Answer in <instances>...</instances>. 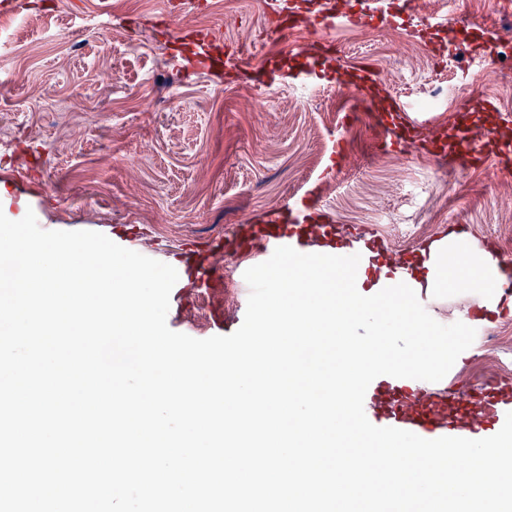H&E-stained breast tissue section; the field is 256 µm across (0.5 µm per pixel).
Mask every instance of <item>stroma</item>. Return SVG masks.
<instances>
[{"label":"stroma","mask_w":512,"mask_h":512,"mask_svg":"<svg viewBox=\"0 0 512 512\" xmlns=\"http://www.w3.org/2000/svg\"><path fill=\"white\" fill-rule=\"evenodd\" d=\"M269 0H13L0 13L10 30L0 42V183L25 199L45 230L96 231L131 239L138 253L173 266L222 272L224 285L177 291L169 328L197 339L214 325H241L238 266L257 262L246 242V215L315 194L341 233L378 239L385 254L409 259L449 229L512 256V185L471 158L425 157L428 139L410 144L407 121L387 126L379 113L342 111L335 74L321 96L296 95L305 67L336 56L350 72L375 67L395 75L380 92L386 108L416 94H440L437 73L450 67L458 86L421 124L446 128L455 113L495 126L512 115V87L486 83L476 54L490 53L466 0H436L427 18L397 30L348 29L283 40L273 33ZM454 17L463 40L442 33ZM209 32L210 65L191 59ZM261 39L269 51L248 68L227 59ZM495 111L481 108L483 99ZM439 323L466 321V290L423 298ZM453 384L500 385L512 397V315L494 316Z\"/></svg>","instance_id":"stroma-1"}]
</instances>
